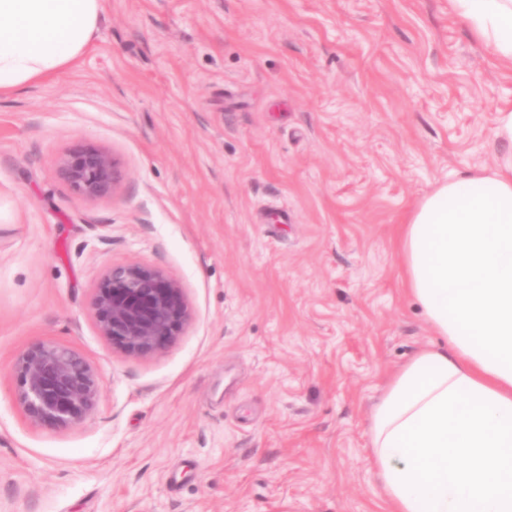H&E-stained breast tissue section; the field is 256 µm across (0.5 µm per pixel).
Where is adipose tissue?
Here are the masks:
<instances>
[{"mask_svg":"<svg viewBox=\"0 0 512 512\" xmlns=\"http://www.w3.org/2000/svg\"><path fill=\"white\" fill-rule=\"evenodd\" d=\"M512 66V0H448ZM102 0H0V94L75 63ZM406 287L441 346L388 382L371 416L390 512H512V154L439 183L400 231Z\"/></svg>","mask_w":512,"mask_h":512,"instance_id":"obj_1","label":"adipose tissue"}]
</instances>
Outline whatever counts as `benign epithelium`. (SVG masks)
Wrapping results in <instances>:
<instances>
[{"label": "benign epithelium", "instance_id": "benign-epithelium-1", "mask_svg": "<svg viewBox=\"0 0 512 512\" xmlns=\"http://www.w3.org/2000/svg\"><path fill=\"white\" fill-rule=\"evenodd\" d=\"M58 171L85 199L112 195L118 182L115 158L98 146L67 153ZM92 311L113 347L139 357L164 350L191 317L182 283L138 262L107 269L94 288ZM14 375L17 400L34 425H78L93 412L102 393L98 372L63 344L38 343L27 348L16 358Z\"/></svg>", "mask_w": 512, "mask_h": 512}]
</instances>
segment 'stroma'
<instances>
[{"instance_id": "stroma-1", "label": "stroma", "mask_w": 512, "mask_h": 512, "mask_svg": "<svg viewBox=\"0 0 512 512\" xmlns=\"http://www.w3.org/2000/svg\"><path fill=\"white\" fill-rule=\"evenodd\" d=\"M499 66L448 0H103L82 57L0 96V512H386L370 414L439 344L398 230L507 150ZM118 162L85 199L58 162ZM181 281L161 352L113 348L106 269ZM67 345L103 393L31 424L12 366ZM58 171L73 191L85 199L112 195L119 178L115 158L98 146H84L67 153L60 159Z\"/></svg>"}]
</instances>
